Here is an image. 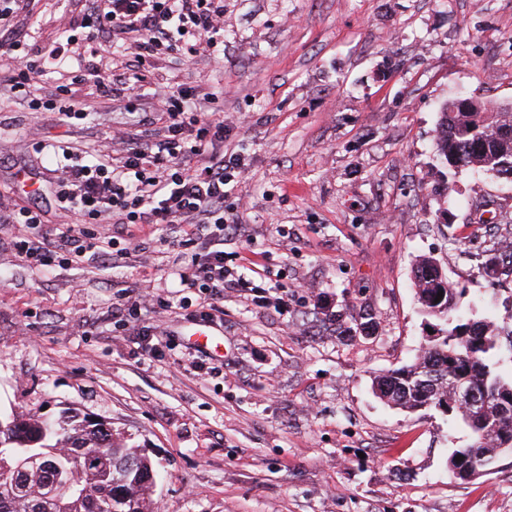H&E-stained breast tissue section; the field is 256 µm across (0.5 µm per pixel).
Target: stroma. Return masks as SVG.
<instances>
[{
    "label": "stroma",
    "mask_w": 512,
    "mask_h": 512,
    "mask_svg": "<svg viewBox=\"0 0 512 512\" xmlns=\"http://www.w3.org/2000/svg\"><path fill=\"white\" fill-rule=\"evenodd\" d=\"M89 9L27 0L12 20L47 63L26 97L0 57V191L50 213L53 144L81 157L114 127L157 140L151 94L107 99L96 86L145 68L232 118L224 151L246 167L224 210L243 229L224 250L258 262L284 304L228 291L201 318L198 291L174 276L172 230L77 215L83 252L45 269L16 253L19 225L0 223V414L110 419L160 473L155 512H512V454L452 479L467 428L372 390L421 353L420 258L463 289L461 305L512 330V271L482 269L496 237L512 239V182L434 161L442 104H512V0H224L223 50L145 60L133 33L67 43L60 16L78 26ZM34 98L89 114L67 122L32 111ZM102 237L146 254L113 267ZM145 292L171 306L161 326L175 346L156 360L136 345ZM204 328L213 344L196 343Z\"/></svg>",
    "instance_id": "1"
}]
</instances>
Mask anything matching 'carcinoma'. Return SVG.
I'll return each instance as SVG.
<instances>
[{"instance_id":"cac0c4a2","label":"carcinoma","mask_w":512,"mask_h":512,"mask_svg":"<svg viewBox=\"0 0 512 512\" xmlns=\"http://www.w3.org/2000/svg\"><path fill=\"white\" fill-rule=\"evenodd\" d=\"M496 128L472 112H453L445 105L436 136V158L448 165L456 157L464 168L495 170L512 179V148L494 150ZM424 258L416 266L417 300H427L426 315L440 325V335L425 340L411 364L375 377L376 395L386 403L414 411L437 406L458 383L480 390L493 384L512 389V373L500 369V331L485 318L473 322L463 341L452 329L470 321L450 303L462 296L457 288H437ZM442 297H437V294ZM495 432L472 435L466 448L453 450L471 462H492L503 454ZM156 471L136 446L112 423L79 413L57 419L0 417V512H154Z\"/></svg>"}]
</instances>
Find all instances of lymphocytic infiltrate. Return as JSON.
<instances>
[{
  "instance_id": "lymphocytic-infiltrate-1",
  "label": "lymphocytic infiltrate",
  "mask_w": 512,
  "mask_h": 512,
  "mask_svg": "<svg viewBox=\"0 0 512 512\" xmlns=\"http://www.w3.org/2000/svg\"><path fill=\"white\" fill-rule=\"evenodd\" d=\"M84 26L111 30L114 39L137 32L139 56L180 45L216 47L224 35V0H92ZM165 132L152 144H138L124 131H113L86 164L57 162L54 187L57 217L71 213L100 224L121 216L127 224H177L189 251L179 273L182 286L198 290L203 315H211L225 289L249 295L266 292L261 273L245 276L235 255L225 253V236L236 233L224 214L228 185H241V156L215 152L228 125L224 117L198 112L189 89L153 85ZM77 239L61 233L56 240L20 238L16 250L31 265L44 267L63 258Z\"/></svg>"
}]
</instances>
